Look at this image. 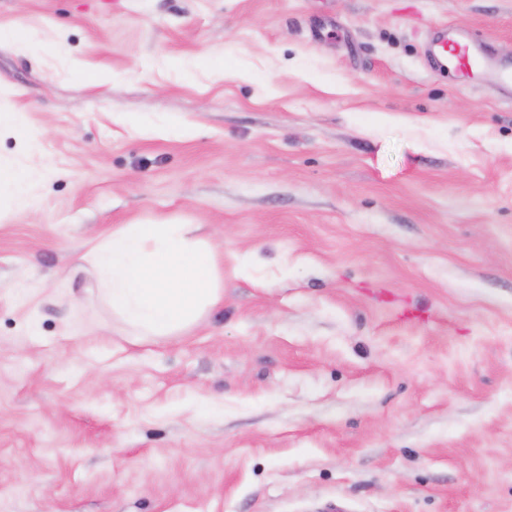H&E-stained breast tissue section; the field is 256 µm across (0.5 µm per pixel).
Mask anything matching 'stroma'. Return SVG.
<instances>
[{"mask_svg":"<svg viewBox=\"0 0 512 512\" xmlns=\"http://www.w3.org/2000/svg\"><path fill=\"white\" fill-rule=\"evenodd\" d=\"M0 512H512V0H0ZM485 41L472 79L439 30ZM195 224L156 341L92 247ZM29 180L30 172L25 166L0 167V187L7 185L12 188L21 203L25 201L24 193Z\"/></svg>","mask_w":512,"mask_h":512,"instance_id":"stroma-1","label":"stroma"}]
</instances>
